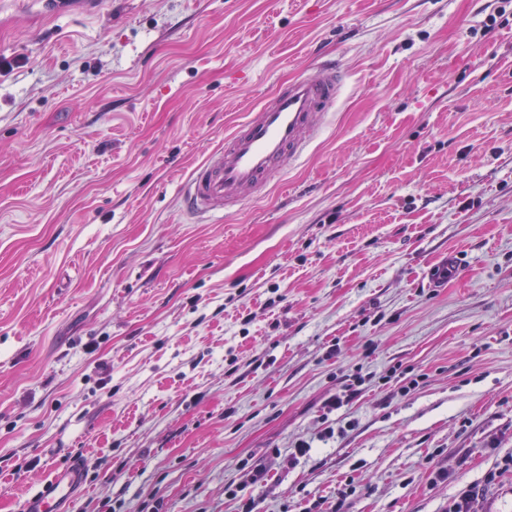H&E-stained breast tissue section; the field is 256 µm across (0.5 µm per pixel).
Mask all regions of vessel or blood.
<instances>
[{
    "label": "vessel or blood",
    "mask_w": 512,
    "mask_h": 512,
    "mask_svg": "<svg viewBox=\"0 0 512 512\" xmlns=\"http://www.w3.org/2000/svg\"><path fill=\"white\" fill-rule=\"evenodd\" d=\"M343 85L344 72L333 62L280 83L225 137L223 146L191 168L183 190L185 212L225 216L267 188L319 136ZM84 470L81 463L53 469L42 489L21 501L20 512H63L81 486Z\"/></svg>",
    "instance_id": "b4317fda"
}]
</instances>
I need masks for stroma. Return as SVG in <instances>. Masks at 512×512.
<instances>
[{"instance_id": "stroma-1", "label": "stroma", "mask_w": 512, "mask_h": 512, "mask_svg": "<svg viewBox=\"0 0 512 512\" xmlns=\"http://www.w3.org/2000/svg\"><path fill=\"white\" fill-rule=\"evenodd\" d=\"M0 57V512L76 459L66 512H512V0H12ZM325 58L304 161L188 223ZM343 85L344 72L334 62L280 83L224 138V146L191 168L183 190L184 211L205 218L225 216L267 188L319 136Z\"/></svg>"}]
</instances>
